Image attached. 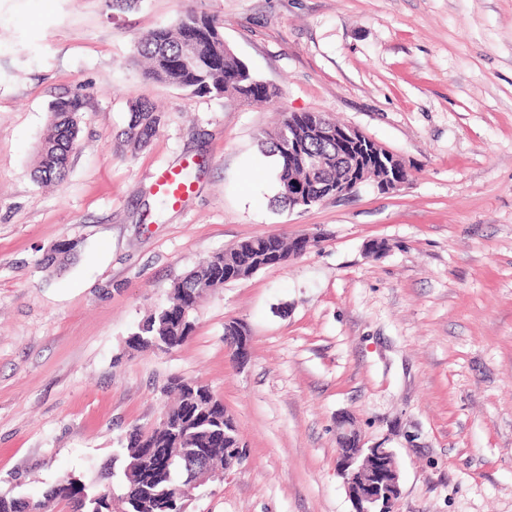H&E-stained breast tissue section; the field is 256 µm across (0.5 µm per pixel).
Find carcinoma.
I'll return each mask as SVG.
<instances>
[{
  "label": "carcinoma",
  "mask_w": 512,
  "mask_h": 512,
  "mask_svg": "<svg viewBox=\"0 0 512 512\" xmlns=\"http://www.w3.org/2000/svg\"><path fill=\"white\" fill-rule=\"evenodd\" d=\"M193 40L194 51L202 65L194 71L180 64L182 49ZM133 56L145 62L144 78L175 85L194 96L233 98L245 103L270 102L278 96L275 87L265 85L256 96L251 84L259 81L224 41L220 23L212 16L188 10L171 26H163L138 36ZM76 98L63 99L52 108L50 132L45 138L33 178L39 184H61L69 172L71 144L77 142L79 123ZM162 115L148 101H136L130 107V119L124 131V146L131 153L145 147L158 133ZM330 129L336 122L320 113H281L278 125L261 139L263 152L276 163L277 192L274 203L288 208V190L301 193L317 204L333 196L336 179L345 175L337 161L344 148L334 136H313V126ZM304 140L303 153L320 158L323 169L312 175L307 166L288 157V136ZM315 239L281 234L256 236L203 260L173 288L167 302L157 307L132 333L129 343L136 349L171 351L190 337L193 325L190 314L208 290L228 281L245 280L269 264L271 254L280 252L288 258L304 253ZM78 243L64 239L44 259L45 266L60 267L77 252ZM177 400L164 415L161 426L150 432L137 428L128 435V463L121 494L113 491L116 473L106 471L96 482L82 480L63 484L58 479L43 493L42 499L0 495V512H54L63 504L68 512H112V498L126 505V512H177L182 505L173 490L189 482L196 472L185 465L169 466L159 452L169 448L175 458L201 454L209 461L210 471L224 468V451L241 450L234 441L224 446V407L214 399L210 387L199 381L178 380L171 384Z\"/></svg>",
  "instance_id": "obj_1"
}]
</instances>
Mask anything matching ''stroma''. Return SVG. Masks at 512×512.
Wrapping results in <instances>:
<instances>
[{
    "instance_id": "35a3bbf8",
    "label": "stroma",
    "mask_w": 512,
    "mask_h": 512,
    "mask_svg": "<svg viewBox=\"0 0 512 512\" xmlns=\"http://www.w3.org/2000/svg\"><path fill=\"white\" fill-rule=\"evenodd\" d=\"M189 9L280 97L145 79L134 37ZM73 96L68 178L41 186L50 107ZM139 99L162 124L133 155L121 134ZM281 111L363 133L406 184L276 207L260 139ZM186 167L189 192L161 204L159 173ZM271 233L319 242L209 291L182 346L129 347L178 279ZM64 239L77 260L45 271ZM231 321L250 335L242 366ZM173 377L209 385L247 454L187 512H355L343 412L395 451L394 512H512V0H0V495L122 470V441L159 425Z\"/></svg>"
}]
</instances>
